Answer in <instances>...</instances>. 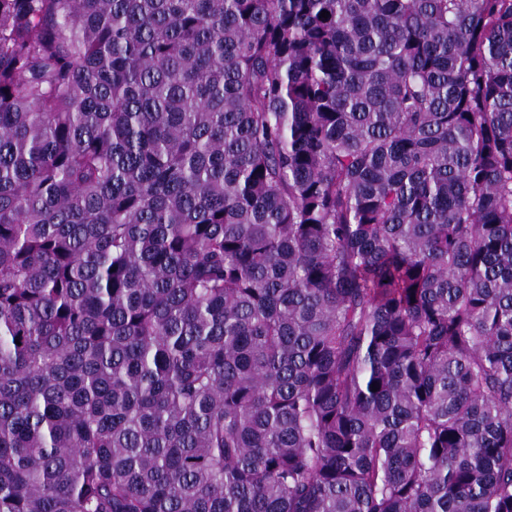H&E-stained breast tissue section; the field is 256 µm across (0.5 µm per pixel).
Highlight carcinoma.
<instances>
[{"mask_svg":"<svg viewBox=\"0 0 512 512\" xmlns=\"http://www.w3.org/2000/svg\"><path fill=\"white\" fill-rule=\"evenodd\" d=\"M0 512H512V0H0Z\"/></svg>","mask_w":512,"mask_h":512,"instance_id":"cac0c4a2","label":"carcinoma"}]
</instances>
